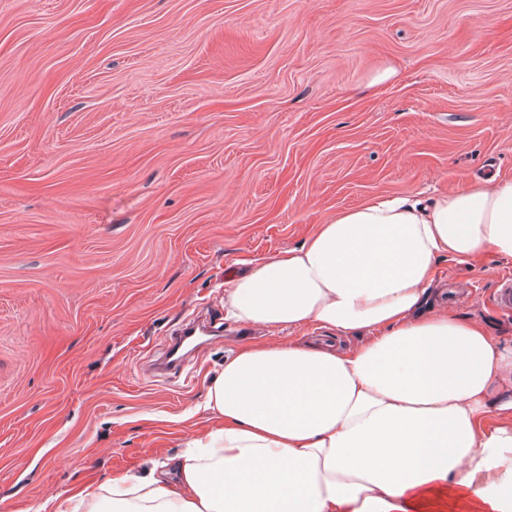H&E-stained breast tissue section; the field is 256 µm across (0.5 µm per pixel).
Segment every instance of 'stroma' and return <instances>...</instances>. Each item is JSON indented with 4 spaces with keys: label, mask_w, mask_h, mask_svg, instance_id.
Masks as SVG:
<instances>
[{
    "label": "stroma",
    "mask_w": 512,
    "mask_h": 512,
    "mask_svg": "<svg viewBox=\"0 0 512 512\" xmlns=\"http://www.w3.org/2000/svg\"><path fill=\"white\" fill-rule=\"evenodd\" d=\"M512 179V0H0V512L144 475L268 340L224 284L374 195ZM512 260L430 303L512 344ZM190 316L224 327L163 377Z\"/></svg>",
    "instance_id": "35a3bbf8"
}]
</instances>
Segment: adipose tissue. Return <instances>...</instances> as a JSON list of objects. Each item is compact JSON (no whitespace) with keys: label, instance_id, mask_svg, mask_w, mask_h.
Here are the masks:
<instances>
[{"label":"adipose tissue","instance_id":"adipose-tissue-1","mask_svg":"<svg viewBox=\"0 0 512 512\" xmlns=\"http://www.w3.org/2000/svg\"><path fill=\"white\" fill-rule=\"evenodd\" d=\"M512 260V179L430 199L374 195L224 286L227 319L315 326L233 350L174 462L61 499L56 512H512V347L425 310L442 261ZM304 333V336H301ZM299 337L307 343L319 344L320 342H330L334 346L339 345L341 348H353L360 344L361 340L357 336H327L322 331H317L313 328H307L304 331H283L280 335L274 338H294Z\"/></svg>","mask_w":512,"mask_h":512}]
</instances>
